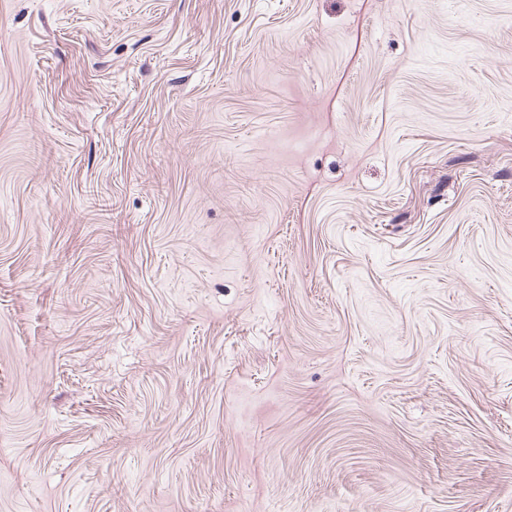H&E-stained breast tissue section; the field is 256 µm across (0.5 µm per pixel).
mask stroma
Segmentation results:
<instances>
[{
	"instance_id": "stroma-1",
	"label": "stroma",
	"mask_w": 512,
	"mask_h": 512,
	"mask_svg": "<svg viewBox=\"0 0 512 512\" xmlns=\"http://www.w3.org/2000/svg\"><path fill=\"white\" fill-rule=\"evenodd\" d=\"M0 512H512V0H0Z\"/></svg>"
}]
</instances>
